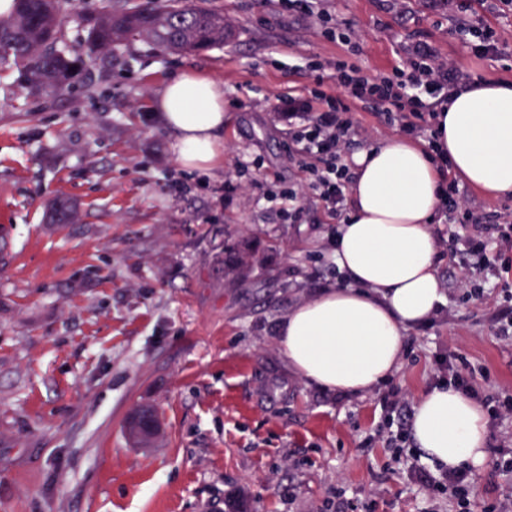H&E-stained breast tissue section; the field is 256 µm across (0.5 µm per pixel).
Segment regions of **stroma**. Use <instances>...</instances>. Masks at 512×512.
I'll use <instances>...</instances> for the list:
<instances>
[{
	"mask_svg": "<svg viewBox=\"0 0 512 512\" xmlns=\"http://www.w3.org/2000/svg\"><path fill=\"white\" fill-rule=\"evenodd\" d=\"M223 11L224 46L160 53L134 43L97 59L66 92L29 96L0 79V512H450L408 479L389 448L384 401L417 402L442 382L440 361L462 357L472 385L512 397V350L489 317L512 289V251L479 281L485 301H462L456 261L438 250L443 312L408 332L396 372L362 396L323 390L289 371L281 317L339 285L337 224L322 204L283 223L268 200L305 174L288 157L287 94L309 95L312 63L344 57L362 75L406 66L419 42L475 80H512V13L499 0H318L316 16L275 0H189ZM499 31L500 55L480 59L459 24ZM354 29L357 49L327 39ZM224 86V157L182 168L153 100L172 74ZM361 149L398 134L372 111L351 112ZM249 179L224 188L240 166ZM63 195L75 224H52ZM252 239L264 267L224 277V246ZM165 433L140 448L126 434L139 406ZM495 450L473 473L472 512L512 500Z\"/></svg>",
	"mask_w": 512,
	"mask_h": 512,
	"instance_id": "obj_1",
	"label": "stroma"
}]
</instances>
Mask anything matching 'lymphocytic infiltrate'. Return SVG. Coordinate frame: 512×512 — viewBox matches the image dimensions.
Instances as JSON below:
<instances>
[{
    "mask_svg": "<svg viewBox=\"0 0 512 512\" xmlns=\"http://www.w3.org/2000/svg\"><path fill=\"white\" fill-rule=\"evenodd\" d=\"M311 78L315 84L310 96H289L284 110L293 123L290 127L293 160L308 174L297 188L285 191L292 201L288 220H298L301 203L321 201L338 222H345V200L353 175L342 158L349 152V114L354 103L364 109L380 111L387 124H399L404 134L435 144L436 108L464 86L457 66L428 46L417 47L406 68L395 69L390 76L361 75L356 65L339 59L316 67ZM332 92H325V85ZM441 198L449 223L462 224V231H451L448 254L462 257L461 275L455 290L461 300L480 299L484 290L468 263L476 258L486 264L484 255L489 243L512 248V224L500 214L482 213L470 208L454 181L441 186ZM411 479L431 494L444 493L456 512H469L471 475L463 470L442 469L433 472L415 462L409 467Z\"/></svg>",
    "mask_w": 512,
    "mask_h": 512,
    "instance_id": "lymphocytic-infiltrate-1",
    "label": "lymphocytic infiltrate"
}]
</instances>
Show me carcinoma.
I'll return each instance as SVG.
<instances>
[{
	"instance_id": "carcinoma-1",
	"label": "carcinoma",
	"mask_w": 512,
	"mask_h": 512,
	"mask_svg": "<svg viewBox=\"0 0 512 512\" xmlns=\"http://www.w3.org/2000/svg\"><path fill=\"white\" fill-rule=\"evenodd\" d=\"M153 0H104L86 18V43L92 55L83 57L65 42L67 6L73 0H13L9 17L0 19V73L15 71L18 86L29 93L53 97L71 88L75 77L95 58L117 48L144 42L161 52L198 51L224 44L230 34L224 13L181 4L152 6ZM59 224L78 220L75 204L64 196L50 206ZM263 264L251 245L224 247V276L238 278Z\"/></svg>"
}]
</instances>
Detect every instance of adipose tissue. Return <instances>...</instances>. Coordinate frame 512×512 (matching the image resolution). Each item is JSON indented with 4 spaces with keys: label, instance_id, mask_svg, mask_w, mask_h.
<instances>
[{
    "label": "adipose tissue",
    "instance_id": "adipose-tissue-1",
    "mask_svg": "<svg viewBox=\"0 0 512 512\" xmlns=\"http://www.w3.org/2000/svg\"><path fill=\"white\" fill-rule=\"evenodd\" d=\"M172 132L177 163L207 169L221 157L224 88L191 72L169 79L154 101ZM437 149L452 170L489 197L512 194V82H474L437 113ZM432 151L392 135L355 152L348 223L336 233L334 261L347 286L292 307L279 322L288 367L320 387L360 395L398 368L406 333L443 302L430 219L442 176ZM411 435L427 461L478 470L487 419L459 390L441 385L418 400Z\"/></svg>",
    "mask_w": 512,
    "mask_h": 512
}]
</instances>
